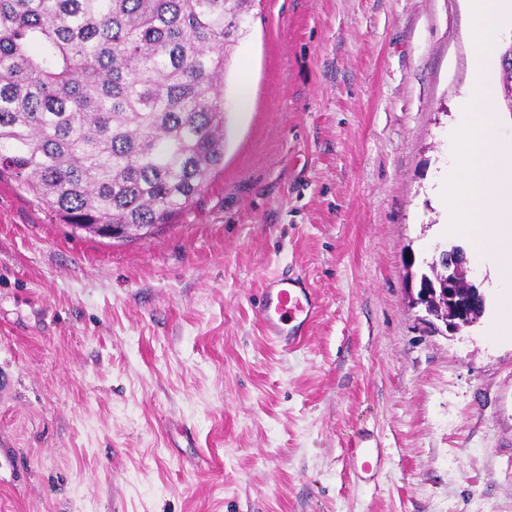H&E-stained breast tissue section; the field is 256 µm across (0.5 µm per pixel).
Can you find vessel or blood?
I'll return each mask as SVG.
<instances>
[{
	"mask_svg": "<svg viewBox=\"0 0 512 512\" xmlns=\"http://www.w3.org/2000/svg\"><path fill=\"white\" fill-rule=\"evenodd\" d=\"M258 310L265 336L276 346L288 349L304 339L319 306L305 278L282 274L264 281ZM385 456L383 448L368 443L356 445L351 450L356 476L367 482L378 481Z\"/></svg>",
	"mask_w": 512,
	"mask_h": 512,
	"instance_id": "b4317fda",
	"label": "vessel or blood"
}]
</instances>
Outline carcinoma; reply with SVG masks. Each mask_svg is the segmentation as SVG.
I'll return each mask as SVG.
<instances>
[{
  "instance_id": "carcinoma-1",
  "label": "carcinoma",
  "mask_w": 512,
  "mask_h": 512,
  "mask_svg": "<svg viewBox=\"0 0 512 512\" xmlns=\"http://www.w3.org/2000/svg\"><path fill=\"white\" fill-rule=\"evenodd\" d=\"M250 6L0 0V175L101 237L170 223L224 163V73Z\"/></svg>"
}]
</instances>
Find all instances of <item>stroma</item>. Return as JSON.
<instances>
[{
  "label": "stroma",
  "instance_id": "1",
  "mask_svg": "<svg viewBox=\"0 0 512 512\" xmlns=\"http://www.w3.org/2000/svg\"><path fill=\"white\" fill-rule=\"evenodd\" d=\"M468 26L463 0H253L224 164L146 238L0 177V512H512V343L430 328L406 279L448 242ZM274 272L321 305L286 352ZM386 456V448L368 443L356 445L351 450L354 472L356 476L366 482H378L382 474V461Z\"/></svg>",
  "mask_w": 512,
  "mask_h": 512
}]
</instances>
